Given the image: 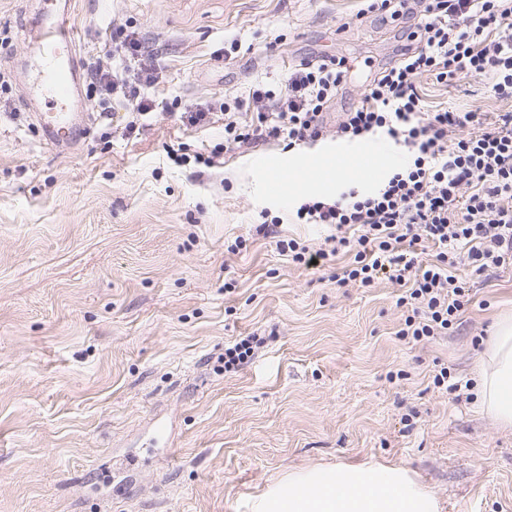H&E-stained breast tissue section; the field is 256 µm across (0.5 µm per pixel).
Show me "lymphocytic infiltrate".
<instances>
[{"instance_id":"f902f5d3","label":"lymphocytic infiltrate","mask_w":512,"mask_h":512,"mask_svg":"<svg viewBox=\"0 0 512 512\" xmlns=\"http://www.w3.org/2000/svg\"><path fill=\"white\" fill-rule=\"evenodd\" d=\"M422 21L417 47L374 78L360 103L336 127L338 138L384 133L408 148L412 161L385 176L373 191L349 188L332 200H310L299 219L330 226L326 248L278 239L276 224L256 231L277 238L282 255L311 265L345 258L337 285L372 286L379 277L401 287L406 314L399 336L416 342L447 335L472 301V278L488 279L512 265V113L452 108L428 110L417 87L421 76L454 84L487 81L495 96L512 99V0H414ZM143 36L110 35L107 60L86 66L88 92L101 114L113 104L136 117L153 110L147 91L159 81ZM343 59L303 61L284 92L256 85L224 114L225 148H252L284 139L296 145L318 138L323 114L345 82ZM467 136H460V129ZM435 250L420 259L417 244Z\"/></svg>"}]
</instances>
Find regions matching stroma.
<instances>
[{"mask_svg":"<svg viewBox=\"0 0 512 512\" xmlns=\"http://www.w3.org/2000/svg\"><path fill=\"white\" fill-rule=\"evenodd\" d=\"M40 3L0 0V512H246L288 470L368 459L408 468L441 512H512V428L433 384L439 362L475 380L512 311V266L474 283L459 332L415 342L398 334L396 284L337 286L335 262H289L255 232L276 217L279 237L322 248L329 230L298 219L302 203L375 187L353 173L362 148L386 173L410 161L335 127L420 15L394 21L364 0H73L77 56L105 57L111 25L139 31L162 107L130 137L128 109L91 112L59 150L17 69ZM325 56L349 73L312 143L228 150L223 120L195 128L164 109L280 92ZM419 84L430 110L512 112L479 80ZM178 151L213 163L180 165ZM308 156L348 172L311 180ZM259 329L255 358L225 371V348Z\"/></svg>","mask_w":512,"mask_h":512,"instance_id":"stroma-1","label":"stroma"}]
</instances>
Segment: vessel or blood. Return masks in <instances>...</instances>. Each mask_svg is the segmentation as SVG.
Listing matches in <instances>:
<instances>
[{
    "instance_id": "obj_1",
    "label": "vessel or blood",
    "mask_w": 512,
    "mask_h": 512,
    "mask_svg": "<svg viewBox=\"0 0 512 512\" xmlns=\"http://www.w3.org/2000/svg\"><path fill=\"white\" fill-rule=\"evenodd\" d=\"M75 24L70 9L45 10L39 20L23 29L24 39L37 63V81L29 92L30 99L50 94L51 106L42 115L41 129L46 141L63 146L70 144L78 132L77 113L89 111L84 100H73L82 65L72 50L76 45Z\"/></svg>"
}]
</instances>
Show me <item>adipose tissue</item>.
Here are the masks:
<instances>
[{
    "label": "adipose tissue",
    "instance_id": "obj_1",
    "mask_svg": "<svg viewBox=\"0 0 512 512\" xmlns=\"http://www.w3.org/2000/svg\"><path fill=\"white\" fill-rule=\"evenodd\" d=\"M477 373L479 410L512 428V314L496 320ZM247 512H440V503L410 470L366 462L289 470L251 497Z\"/></svg>",
    "mask_w": 512,
    "mask_h": 512
}]
</instances>
